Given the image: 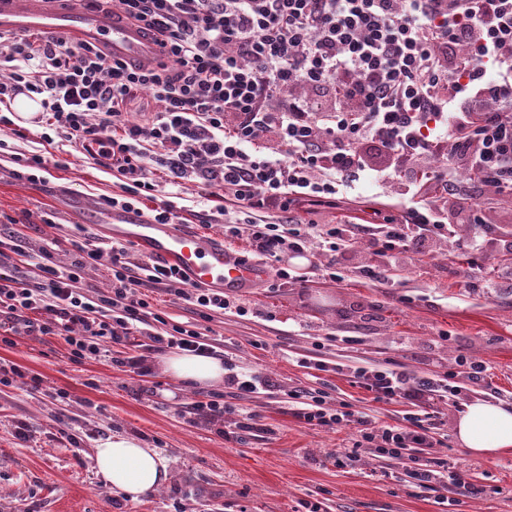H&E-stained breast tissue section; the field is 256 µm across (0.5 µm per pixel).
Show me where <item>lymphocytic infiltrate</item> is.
Listing matches in <instances>:
<instances>
[{
	"label": "lymphocytic infiltrate",
	"mask_w": 512,
	"mask_h": 512,
	"mask_svg": "<svg viewBox=\"0 0 512 512\" xmlns=\"http://www.w3.org/2000/svg\"><path fill=\"white\" fill-rule=\"evenodd\" d=\"M158 37L159 58L131 65L105 47L33 33H0V149L16 132L18 95L40 105L38 121L77 147L99 143L118 193L104 205L136 209L160 188L196 184L224 218V234L245 239L251 258L276 263L312 242L336 252L368 246L377 261L358 267L378 282L456 234L459 209L482 226L483 197L512 199V0H92ZM158 112H140L147 99ZM383 151L382 164L369 162ZM371 175L410 200L402 219L372 225L360 243L351 224L268 220L299 203L335 206ZM70 266L33 256L20 229L0 235V335L56 337L73 360L110 356L120 335L212 356L207 334L172 324L154 296L191 303L202 320L243 303L207 288L189 290L180 272L121 243L102 247L74 235ZM105 266L108 287L82 274ZM356 383L377 398L412 405L401 426L362 428L377 457L402 464L419 487L441 474L430 425L416 407L460 394L450 375L363 366ZM303 424L333 430L354 421L325 393L295 410Z\"/></svg>",
	"instance_id": "f902f5d3"
}]
</instances>
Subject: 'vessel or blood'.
Returning a JSON list of instances; mask_svg holds the SVG:
<instances>
[{"mask_svg":"<svg viewBox=\"0 0 512 512\" xmlns=\"http://www.w3.org/2000/svg\"><path fill=\"white\" fill-rule=\"evenodd\" d=\"M4 31L46 32L100 43L113 58L132 63L147 62L160 54L154 38L126 20L107 21L81 7L50 10L40 0H0V32ZM89 219L105 230L110 241L134 243L149 258L178 269L192 288H258L268 275L259 261L237 254L215 235L177 224H157L142 213L109 207L91 209Z\"/></svg>","mask_w":512,"mask_h":512,"instance_id":"obj_1","label":"vessel or blood"}]
</instances>
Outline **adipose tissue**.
Instances as JSON below:
<instances>
[{"instance_id": "ef3b65f1", "label": "adipose tissue", "mask_w": 512, "mask_h": 512, "mask_svg": "<svg viewBox=\"0 0 512 512\" xmlns=\"http://www.w3.org/2000/svg\"><path fill=\"white\" fill-rule=\"evenodd\" d=\"M164 371L189 387L222 384L224 363L215 357L170 354ZM456 439L471 454L493 458L512 449V406L475 402L467 406L456 422ZM93 467L102 486L122 493L130 500L154 491L169 478L161 451L143 447L136 439L115 436L103 441L93 452Z\"/></svg>"}]
</instances>
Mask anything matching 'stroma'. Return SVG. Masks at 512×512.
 Returning <instances> with one entry per match:
<instances>
[{
  "label": "stroma",
  "mask_w": 512,
  "mask_h": 512,
  "mask_svg": "<svg viewBox=\"0 0 512 512\" xmlns=\"http://www.w3.org/2000/svg\"><path fill=\"white\" fill-rule=\"evenodd\" d=\"M23 137L0 151V214L24 223L25 242L36 253L55 239L104 234L86 222L88 207L118 190L110 169L78 148L53 138L49 128L22 121ZM48 156L41 181L13 177L14 160ZM179 222L220 235L199 188H183ZM394 198L364 180L339 207H294L279 213L285 224L382 223L399 216ZM457 241L414 258L401 278L373 283L357 272L360 258L340 254L336 281L291 259L297 284L239 291L245 314L214 315L210 337L230 362L273 375L279 387L249 396L221 386L188 388L166 375V351L143 347L151 368L141 376L119 365L132 354L116 344L111 357L72 361L63 340L18 337L0 342V365L23 373L0 385V512H512V452L493 459L461 448L455 423L466 405L488 400L512 405V257L497 254L477 229L458 227ZM354 344H346V337ZM486 368L484 381L468 377L470 363ZM330 371H322V364ZM384 365L409 372L453 374L461 394L453 405L436 403L433 457L461 471L473 486L456 510L443 487L422 489L392 462L356 447L355 429L326 432L301 424L291 410L293 391H324L372 427L401 424L404 404L374 400L333 364ZM40 376V390L25 379ZM214 396L234 412L219 421L191 414V402ZM255 414L257 428L238 429V412ZM27 437H19L18 425ZM131 436L159 449L170 478L138 501L100 485L91 460L97 442Z\"/></svg>",
  "instance_id": "stroma-1"
}]
</instances>
